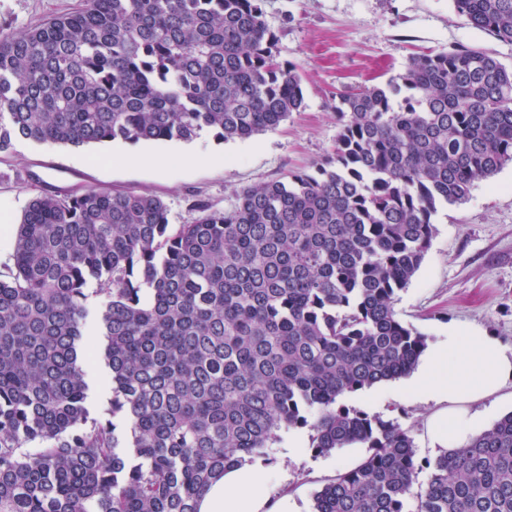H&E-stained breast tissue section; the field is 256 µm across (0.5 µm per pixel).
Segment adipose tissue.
Here are the masks:
<instances>
[{
    "label": "adipose tissue",
    "mask_w": 512,
    "mask_h": 512,
    "mask_svg": "<svg viewBox=\"0 0 512 512\" xmlns=\"http://www.w3.org/2000/svg\"><path fill=\"white\" fill-rule=\"evenodd\" d=\"M512 382V348L495 338L452 327L426 350L406 390L438 411L430 417L432 439L439 447L465 446L480 413L471 404L487 399ZM199 512H272L261 476L252 470H231L202 495Z\"/></svg>",
    "instance_id": "ef3b65f1"
}]
</instances>
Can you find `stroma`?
<instances>
[{
    "instance_id": "stroma-1",
    "label": "stroma",
    "mask_w": 512,
    "mask_h": 512,
    "mask_svg": "<svg viewBox=\"0 0 512 512\" xmlns=\"http://www.w3.org/2000/svg\"><path fill=\"white\" fill-rule=\"evenodd\" d=\"M78 0H0V30L19 31L71 11ZM266 20L280 35L282 60L297 64L305 105L272 131L248 140L219 141L210 133L191 142L122 141L83 147L16 142L0 153V212L19 223L42 192L75 193L94 187L159 196L171 223L193 220L201 200L231 208L240 189L313 170L331 152L339 125V93L386 83L410 57L459 46L482 48L512 66V42L467 25L453 0H265ZM155 164L130 163L131 153ZM436 233L395 309L400 321L426 337L457 326L512 346V164L478 182L470 199L439 207ZM348 403L371 416L397 420L414 439L418 461L440 453L428 434L436 410L401 393L396 382L378 385ZM261 471L272 503L292 501L311 512L313 495L344 466L360 463V445L331 455L310 451L307 441L289 449L280 437Z\"/></svg>"
}]
</instances>
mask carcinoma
Listing matches in <instances>:
<instances>
[{
    "label": "carcinoma",
    "mask_w": 512,
    "mask_h": 512,
    "mask_svg": "<svg viewBox=\"0 0 512 512\" xmlns=\"http://www.w3.org/2000/svg\"><path fill=\"white\" fill-rule=\"evenodd\" d=\"M453 2L512 40V0ZM278 42L264 0H80L1 30L0 153L274 130L304 106ZM336 114L314 171L245 187L228 210L198 202L189 224L153 195L31 200L0 266V512H199L224 473L273 462L279 432L305 428L318 455L369 448L313 512H407L425 467L414 512H512V412L421 465L408 430L347 404L416 367L426 337L397 296L438 207L512 162V67L418 54ZM100 359L112 397L95 416Z\"/></svg>",
    "instance_id": "1"
}]
</instances>
